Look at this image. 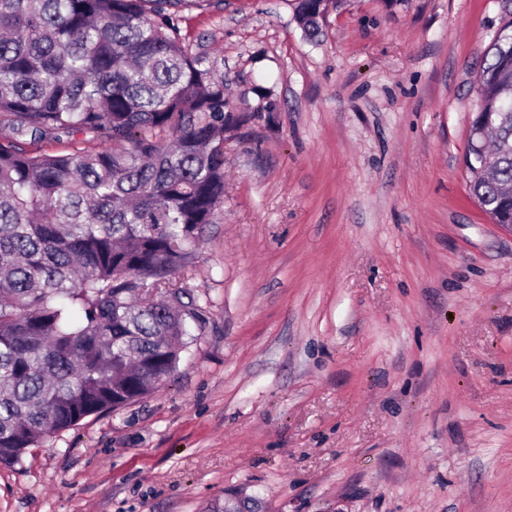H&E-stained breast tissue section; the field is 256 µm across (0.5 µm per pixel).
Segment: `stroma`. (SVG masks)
Returning <instances> with one entry per match:
<instances>
[{
	"label": "stroma",
	"instance_id": "stroma-1",
	"mask_svg": "<svg viewBox=\"0 0 512 512\" xmlns=\"http://www.w3.org/2000/svg\"><path fill=\"white\" fill-rule=\"evenodd\" d=\"M190 0L245 115L171 376L0 465V512H512V231L469 199L503 0ZM277 110L256 111L260 94ZM328 0H298L296 19L303 32L308 36L315 35L324 17Z\"/></svg>",
	"mask_w": 512,
	"mask_h": 512
}]
</instances>
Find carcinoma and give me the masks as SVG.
I'll return each instance as SVG.
<instances>
[{
  "label": "carcinoma",
  "instance_id": "carcinoma-1",
  "mask_svg": "<svg viewBox=\"0 0 512 512\" xmlns=\"http://www.w3.org/2000/svg\"><path fill=\"white\" fill-rule=\"evenodd\" d=\"M186 2L0 0V464L150 394L200 321L172 276L224 202L240 117L180 33ZM326 8L297 0L306 35ZM476 83L469 196L512 224V21ZM50 133L105 147H23Z\"/></svg>",
  "mask_w": 512,
  "mask_h": 512
}]
</instances>
